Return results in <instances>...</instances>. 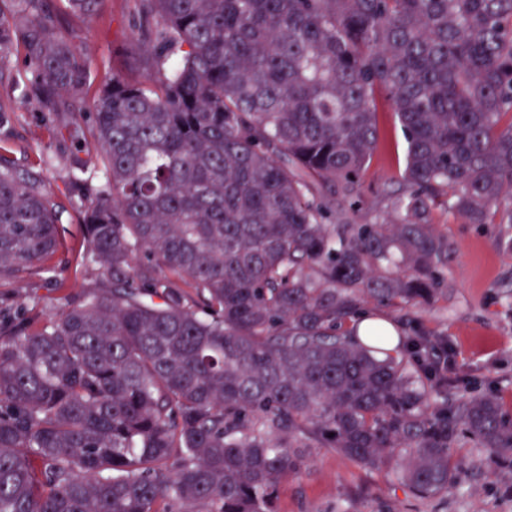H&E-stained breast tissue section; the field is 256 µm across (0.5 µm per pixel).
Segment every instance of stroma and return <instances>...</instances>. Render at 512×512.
Listing matches in <instances>:
<instances>
[{"mask_svg": "<svg viewBox=\"0 0 512 512\" xmlns=\"http://www.w3.org/2000/svg\"><path fill=\"white\" fill-rule=\"evenodd\" d=\"M59 7L62 31L90 56L92 83L120 73L145 74L131 47L138 21V0H108L94 17L77 19ZM94 93L60 97L57 111L41 110L28 95L22 56L12 55L0 77V103L12 112L0 127V148H6L19 173H39L61 207L58 231L62 247L48 268L11 283L1 291L18 305L36 308L42 317L59 312L64 293H76L92 282L82 260L85 230L81 212L87 203L85 185L101 181V161L86 149L92 141L90 107ZM379 148L359 177V223L382 219L391 196L401 186L405 143L392 103L377 92ZM430 221L448 241L444 287L434 305L414 311L415 320L448 339L452 378L461 393L497 398L512 416V252L500 240L512 236V224H470L435 207ZM459 477L448 494L415 497L393 473L358 466L330 448L309 449L299 474L279 486V512H512V470L495 465L487 452L465 435L451 444Z\"/></svg>", "mask_w": 512, "mask_h": 512, "instance_id": "obj_1", "label": "stroma"}]
</instances>
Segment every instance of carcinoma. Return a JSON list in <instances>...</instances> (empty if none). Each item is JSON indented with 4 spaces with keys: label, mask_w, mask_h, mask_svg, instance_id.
Instances as JSON below:
<instances>
[{
    "label": "carcinoma",
    "mask_w": 512,
    "mask_h": 512,
    "mask_svg": "<svg viewBox=\"0 0 512 512\" xmlns=\"http://www.w3.org/2000/svg\"><path fill=\"white\" fill-rule=\"evenodd\" d=\"M76 16L107 0H66ZM142 80L107 75L82 212L97 281L53 317L0 297V512H277L303 448L456 483L470 436L512 468V417L453 398L416 321L399 356L356 321L441 293L438 205L512 224V0H139ZM45 110L87 89L52 0L0 10ZM406 143L395 219L330 224L376 152V93ZM58 206L0 155V284L56 252Z\"/></svg>",
    "instance_id": "carcinoma-1"
}]
</instances>
